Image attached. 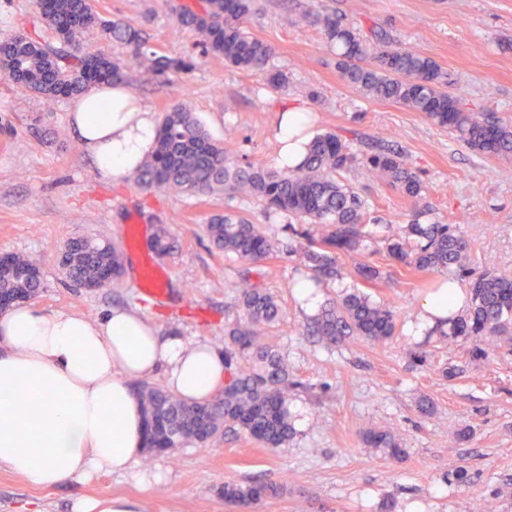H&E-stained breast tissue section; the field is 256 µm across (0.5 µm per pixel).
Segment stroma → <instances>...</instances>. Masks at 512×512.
<instances>
[{
    "label": "stroma",
    "mask_w": 512,
    "mask_h": 512,
    "mask_svg": "<svg viewBox=\"0 0 512 512\" xmlns=\"http://www.w3.org/2000/svg\"><path fill=\"white\" fill-rule=\"evenodd\" d=\"M105 19L119 17L143 29L149 44L170 56L191 57L189 73L173 85L158 83L131 51L130 95L161 115L183 102L223 143L230 157L275 164V127L287 102L302 106L313 133L351 130L364 141L402 148L429 188L436 219L460 225L474 248L469 265L512 274V164L471 151L421 113L365 96L341 80L337 57L322 27L302 14H331L380 33L434 60L451 79L449 89L467 107L512 123V0H258L247 28L274 49V68L288 85L275 91L264 75L227 68L202 55L196 34L178 29L170 0H92ZM72 98L47 100L0 73V256L39 258L45 310H74L95 318L122 308L138 311L161 333L224 347V331L239 320L242 279L268 289L283 320L265 341L287 358L299 387L289 400L294 435L284 447H263L236 430L206 444L141 458L138 468L163 479L142 488L125 476L103 475L80 484L40 489L0 469V512H71L74 496L140 499L142 512H475L491 499L496 512H512V355L471 361L467 342L448 343L431 331L417 336L415 282L383 289L399 315V332L374 344L354 336L329 344L302 333L312 320L299 299L297 275L280 257L259 263L224 256L206 226L224 213L223 196L152 195L132 178L108 181L69 123ZM360 193L380 204L382 225L405 223L412 199L364 170L349 174ZM164 224L173 252L155 257L147 241ZM118 242L130 266L119 284L89 290L67 278L57 253L74 237ZM164 276L159 294L144 291V266ZM426 363L414 361L415 353ZM429 398L433 415L417 404ZM392 432L405 456L393 459L366 448L368 426ZM466 481H458L457 470ZM263 481L278 495L242 509L222 488Z\"/></svg>",
    "instance_id": "obj_1"
}]
</instances>
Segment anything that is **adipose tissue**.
Instances as JSON below:
<instances>
[{
    "label": "adipose tissue",
    "instance_id": "obj_1",
    "mask_svg": "<svg viewBox=\"0 0 512 512\" xmlns=\"http://www.w3.org/2000/svg\"><path fill=\"white\" fill-rule=\"evenodd\" d=\"M102 176L126 177L155 146L150 110L120 84L80 96L69 114ZM278 163L302 162L311 138L302 107L280 109ZM460 283L421 301L418 329L439 324L463 305ZM163 377L188 401L213 398L228 376L210 344L159 335L137 312L114 309L90 319L23 305L0 315V468L52 488L100 474L136 471L146 453L143 419L131 383Z\"/></svg>",
    "mask_w": 512,
    "mask_h": 512
}]
</instances>
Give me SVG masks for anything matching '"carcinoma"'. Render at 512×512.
<instances>
[{
    "label": "carcinoma",
    "instance_id": "cac0c4a2",
    "mask_svg": "<svg viewBox=\"0 0 512 512\" xmlns=\"http://www.w3.org/2000/svg\"><path fill=\"white\" fill-rule=\"evenodd\" d=\"M35 6L39 16L31 30L0 41V52L18 63L11 80L45 99L85 94L103 80H126L120 54L80 51V37L96 27L116 46L132 49L140 66L165 82L191 70L190 60L159 53L132 24L98 17L90 0H35ZM256 12V0H197L183 5L176 24L200 36L203 54L222 57L226 66L237 70L264 71L273 50L245 26ZM321 23L345 83L366 96L423 114L481 155L512 162V126L492 112L466 109L460 97L448 92V77L433 60L379 37L372 42L330 14ZM359 142L354 132L319 134L309 142L305 160L297 168L272 167L247 156L231 159L195 113L177 102L164 112L155 149L136 171L134 183L144 193H224L227 211L207 224L213 244L225 256L251 263L281 251L294 271L306 274L303 286L342 279L339 256L350 258L353 291L342 294L335 307L304 326L305 332L323 341L336 344L348 336L371 343L391 339L398 329L396 311L365 289L388 287L401 279L423 286L426 275L438 273L450 282L465 277L469 283L466 311L448 320V342L474 341L468 350L472 359L501 350L511 354L512 275L494 269L471 271V241L460 225L430 220L433 209L424 202L427 187L409 156L381 144L365 152L356 148ZM358 168L419 201L407 222L391 228L383 238L389 261L385 268L368 261L374 253L371 226L382 222L378 208L346 180ZM251 198L264 203L266 218L283 216L306 228L293 229V241L280 249L233 210V202ZM151 248L160 258L171 253L173 238L166 225H155ZM60 265L70 280L93 290L121 278L125 260L123 250L107 238H76L62 251ZM37 269V261L27 256H8V265L0 271V291L24 302L37 298L41 286L26 276ZM239 297L243 317L228 331L224 358L231 380L223 392L189 403L163 385L135 387L151 448L148 456L179 445L204 444L226 427L242 429L268 448L288 443L292 435L288 400L299 383L290 378L278 351L258 344L260 336L280 324L282 308L266 289L246 281ZM239 357L248 367H234ZM363 441L390 456L403 454L393 435L376 428L366 429ZM276 492L277 487L261 482L224 485V499L239 505L260 502Z\"/></svg>",
    "mask_w": 512,
    "mask_h": 512
}]
</instances>
